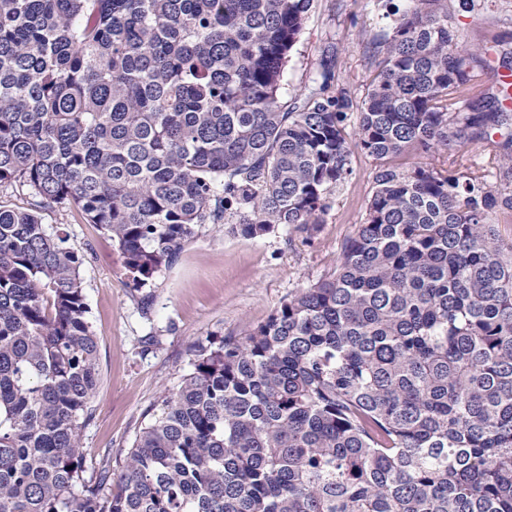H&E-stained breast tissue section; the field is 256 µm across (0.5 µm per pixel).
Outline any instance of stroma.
<instances>
[{"instance_id":"obj_1","label":"stroma","mask_w":512,"mask_h":512,"mask_svg":"<svg viewBox=\"0 0 512 512\" xmlns=\"http://www.w3.org/2000/svg\"><path fill=\"white\" fill-rule=\"evenodd\" d=\"M464 45L494 50L467 99L488 112L500 107L499 75L512 72V0H485L472 11L448 0ZM409 0H315L284 72L292 90L317 77L322 57L336 58L335 82L362 99L369 82L367 42L404 12ZM352 175L329 195L322 224H294L248 238L219 224L198 227L176 263L152 285L135 289L117 245L80 210L64 203L41 206L21 185L0 193V204L38 211L47 227H61L84 255L80 267L89 322L98 342L100 381L82 431L86 478L108 472L114 481L139 431L160 407L163 393L178 389L199 345L220 343L267 321L298 288L330 276L342 247L366 213L374 190L375 162L351 149Z\"/></svg>"}]
</instances>
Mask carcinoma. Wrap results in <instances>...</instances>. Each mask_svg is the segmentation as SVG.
<instances>
[{
    "label": "carcinoma",
    "mask_w": 512,
    "mask_h": 512,
    "mask_svg": "<svg viewBox=\"0 0 512 512\" xmlns=\"http://www.w3.org/2000/svg\"><path fill=\"white\" fill-rule=\"evenodd\" d=\"M314 0H0V192L68 202L143 288L201 224L322 223L351 92L283 93ZM439 0L370 43L375 189L336 271L200 347L108 497L83 477L99 383L82 258L0 205V512H512V194L468 164L502 112ZM441 160L405 169L406 152Z\"/></svg>",
    "instance_id": "cac0c4a2"
}]
</instances>
